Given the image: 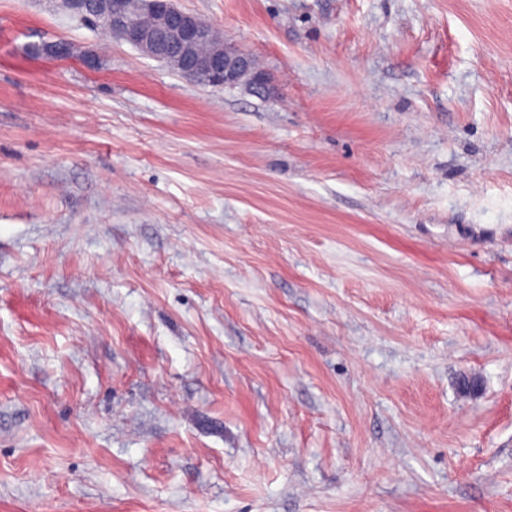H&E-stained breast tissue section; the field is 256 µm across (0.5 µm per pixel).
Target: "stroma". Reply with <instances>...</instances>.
<instances>
[{
  "mask_svg": "<svg viewBox=\"0 0 512 512\" xmlns=\"http://www.w3.org/2000/svg\"><path fill=\"white\" fill-rule=\"evenodd\" d=\"M178 5L0 0V512H512V0ZM64 11L89 26L107 22L112 37L158 60L183 78L212 87L245 83L269 91V77L254 60L224 44L203 19L179 8L174 0H59ZM147 15L148 26L137 18Z\"/></svg>",
  "mask_w": 512,
  "mask_h": 512,
  "instance_id": "stroma-1",
  "label": "stroma"
}]
</instances>
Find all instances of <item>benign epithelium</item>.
I'll return each instance as SVG.
<instances>
[{"label":"benign epithelium","mask_w":512,"mask_h":512,"mask_svg":"<svg viewBox=\"0 0 512 512\" xmlns=\"http://www.w3.org/2000/svg\"><path fill=\"white\" fill-rule=\"evenodd\" d=\"M64 11L89 26L102 18L112 37L158 60L183 78L212 87L245 83L269 90V77L247 54L224 44V38L200 17L182 10L175 0H59ZM63 42L42 45L41 55L73 56Z\"/></svg>","instance_id":"1"}]
</instances>
